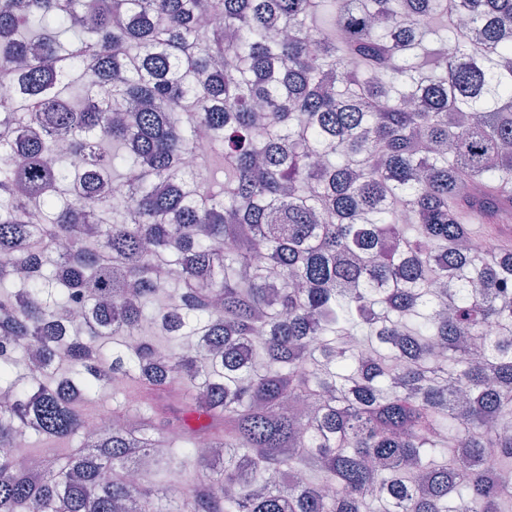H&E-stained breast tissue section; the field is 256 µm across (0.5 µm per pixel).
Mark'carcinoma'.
<instances>
[{
  "label": "carcinoma",
  "mask_w": 512,
  "mask_h": 512,
  "mask_svg": "<svg viewBox=\"0 0 512 512\" xmlns=\"http://www.w3.org/2000/svg\"><path fill=\"white\" fill-rule=\"evenodd\" d=\"M1 85L0 512H502L512 0H0Z\"/></svg>",
  "instance_id": "1"
}]
</instances>
